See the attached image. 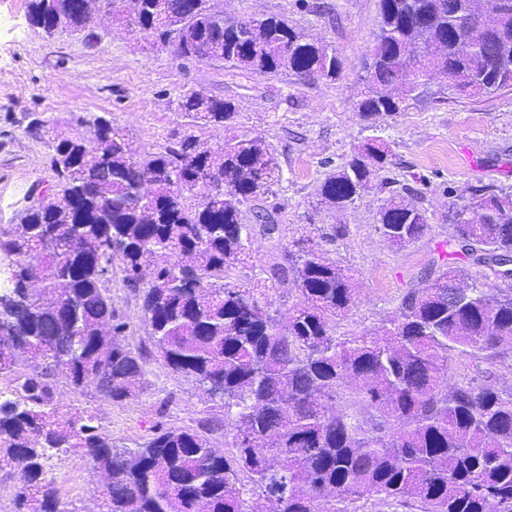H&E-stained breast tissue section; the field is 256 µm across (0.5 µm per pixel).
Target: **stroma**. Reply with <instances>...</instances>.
<instances>
[{"instance_id":"1","label":"stroma","mask_w":512,"mask_h":512,"mask_svg":"<svg viewBox=\"0 0 512 512\" xmlns=\"http://www.w3.org/2000/svg\"><path fill=\"white\" fill-rule=\"evenodd\" d=\"M213 2L237 18H286L336 47L346 62L343 73L334 80H302L186 61L120 21L99 27V41L91 47L69 32L49 35L32 26L28 0H0V228L18 223L32 189L50 193L56 184L49 148L24 132L30 114L45 113L55 133L67 138L84 135L79 117L106 115L142 157L188 135L209 147L223 142V127L193 124L181 110L183 93L193 89L232 101L236 134L262 140L281 167V178L264 201L279 231L263 235L252 204L243 205L242 219L255 230L251 256L232 271V283H247L260 270L282 263L286 253L314 245L353 278L355 302L336 331L358 336L387 326L403 296L429 269L447 264L482 275L483 267L466 260L453 240L451 206L488 185L512 191V90L470 97L438 82L431 97L367 121L354 105L378 28V0ZM375 137L389 147L383 168L347 210L322 204L319 189L325 177ZM391 178L421 193L428 217L426 233L402 249L377 230ZM122 277L121 269H114L112 305L129 324L126 344L149 357L142 388L135 397L115 402L95 388L75 391L61 383L55 395L59 413L88 411L114 445L130 448L150 438L156 423L194 427L223 417L219 405L165 364L143 318L140 294ZM475 367L498 385L512 386L511 352L479 361L454 353L448 360L449 373L457 379ZM45 468L55 477L68 512H88L101 499L102 478L80 453L54 455Z\"/></svg>"}]
</instances>
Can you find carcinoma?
Wrapping results in <instances>:
<instances>
[{
  "label": "carcinoma",
  "instance_id": "obj_1",
  "mask_svg": "<svg viewBox=\"0 0 512 512\" xmlns=\"http://www.w3.org/2000/svg\"><path fill=\"white\" fill-rule=\"evenodd\" d=\"M478 0H379L380 21L357 110L365 118L401 111L428 96L439 76L453 88L492 97L512 88V0L482 13ZM61 0H30L32 24L51 33ZM121 12L184 60L219 61L263 75L334 80L345 68L336 48L312 40L279 16L217 25L208 0H119ZM191 40L175 42L173 20ZM97 15L74 16V30L96 36ZM195 122L219 125L224 143L195 149L190 135L141 158L106 117L80 119L86 135L49 140L60 203L30 204L20 223L0 229V373L24 364L11 398L0 399V466L10 468L29 512H65L50 451L81 453L112 474L110 512H357L376 497L387 507L413 498L421 512H512V388L478 374L451 381L453 352L488 359L512 351V192L485 186L452 204L453 239L491 275L473 279L447 266L421 278L380 336H337L336 318L355 301L352 277L307 247L261 270L250 286L224 282L250 257L252 225L241 206L260 202L281 178L275 153L234 134L236 107L184 92ZM51 119L30 115L25 132L51 134ZM365 152L329 174L321 201L345 209L367 186ZM219 175L209 188L206 177ZM206 188L196 207L187 199ZM403 193L379 212L378 231L402 248L423 236L426 211ZM143 293L154 345L173 372L209 393L224 419L194 428L158 425L134 448L117 447L95 416L59 415L56 386L89 383L113 400L142 387L148 357L118 344L127 323L112 306V269ZM293 278L299 302L271 309L269 280ZM235 425L228 457L207 434ZM251 484L245 489L242 479Z\"/></svg>",
  "mask_w": 512,
  "mask_h": 512
}]
</instances>
